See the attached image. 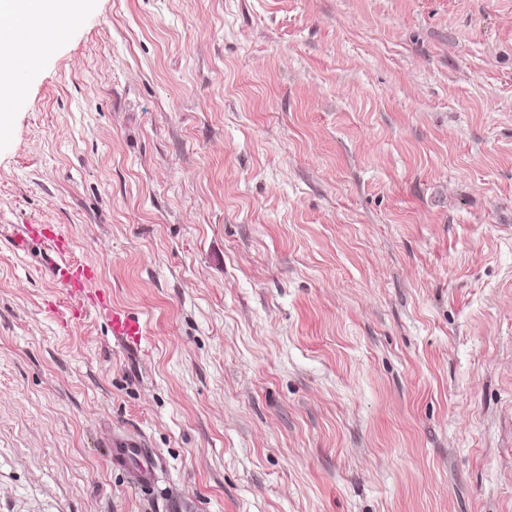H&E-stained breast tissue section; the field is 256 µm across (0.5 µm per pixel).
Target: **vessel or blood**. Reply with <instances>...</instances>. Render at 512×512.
<instances>
[{"instance_id": "obj_1", "label": "vessel or blood", "mask_w": 512, "mask_h": 512, "mask_svg": "<svg viewBox=\"0 0 512 512\" xmlns=\"http://www.w3.org/2000/svg\"><path fill=\"white\" fill-rule=\"evenodd\" d=\"M27 232L44 236L53 244L56 258L49 266L53 279L64 282L71 296L86 299L89 305L107 310L116 339L131 346L141 344L145 335L141 319L115 306L109 292L96 287L97 273L93 266L70 261L71 243L68 238L49 231L44 224L29 225ZM107 448L112 467L125 471L132 483L141 488L153 487L157 479L158 456L152 449L132 438L112 440Z\"/></svg>"}]
</instances>
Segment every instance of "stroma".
I'll list each match as a JSON object with an SVG mask.
<instances>
[{"label":"stroma","mask_w":512,"mask_h":512,"mask_svg":"<svg viewBox=\"0 0 512 512\" xmlns=\"http://www.w3.org/2000/svg\"><path fill=\"white\" fill-rule=\"evenodd\" d=\"M38 34L0 116V512H512V0H79ZM26 234L28 237L38 234L53 244L57 259L50 264L48 271L54 280L64 282L72 297H81L93 307L106 309L110 315L112 335L116 339L130 346L141 344L145 336L141 319L112 304L105 288H91L97 281L96 270L91 265L69 260L71 243L68 238L59 236L46 224H29ZM108 448V459L112 467L123 470L133 484L142 489L152 488L157 479L158 456L141 441L132 438L113 439Z\"/></svg>","instance_id":"1"}]
</instances>
